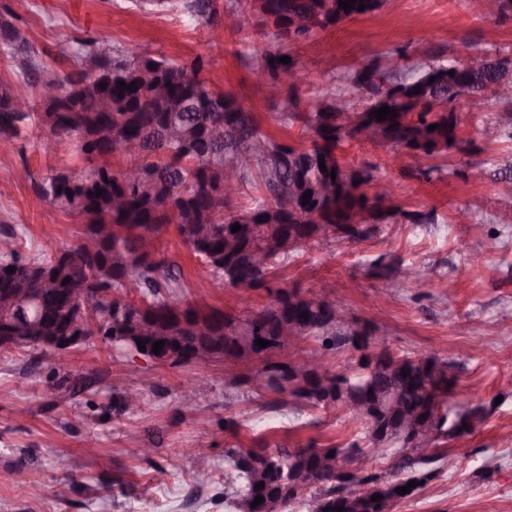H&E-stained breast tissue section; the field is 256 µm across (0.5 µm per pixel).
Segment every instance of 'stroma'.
<instances>
[{
  "label": "stroma",
  "mask_w": 512,
  "mask_h": 512,
  "mask_svg": "<svg viewBox=\"0 0 512 512\" xmlns=\"http://www.w3.org/2000/svg\"><path fill=\"white\" fill-rule=\"evenodd\" d=\"M231 2L234 22L217 41L184 16L141 11L129 0H0V11L11 10L44 64L63 72L78 68L87 52L115 46L136 45L179 61L203 58L204 79L231 93L275 140L295 147L309 144L313 133L302 121L279 120L287 92L308 112L327 89L350 93L348 78L357 68L385 62L398 47L415 60L433 52L457 57L465 39L475 44L473 59L512 49V19L489 17L480 0H385L374 13L289 46L304 83L293 87L283 77L274 86L259 84L245 63L248 53H275L279 46L257 31L250 0ZM454 107L462 144L437 162L441 172H434L433 160L383 141H347L337 151L343 163L374 165L406 216L432 209L435 223L412 224L405 216L364 241L306 245L275 268L267 290L200 277L175 227L158 244L181 271V298L198 307L256 308L272 302L278 288L314 297L328 280L340 310L368 327L382 347L448 361L455 381L449 407L481 405L487 413L471 433L439 441L444 457L431 464L430 480L390 512H512V319L500 317L512 308V225L496 221L512 209V181L495 173L512 159V137L493 101L464 96ZM42 136L32 125L15 143H0V238L15 236L17 250L30 257L61 242L77 244L87 224L13 179L24 165L38 178L56 168H82L76 140L46 154L38 148ZM473 203L479 206L474 223H459L458 210ZM378 261L400 273L421 269V280L388 287L369 270ZM60 365L66 376L90 382V391L59 388L28 351L0 352V512H226L227 449L258 442L272 452L312 444L346 448L364 436L336 409L300 411L279 404L275 393L247 394L232 384L237 366L222 360L135 362L95 336L65 353ZM123 377L141 390L142 406L117 415L110 386ZM197 448L211 453L206 470L195 467ZM20 463L30 480L55 484L56 496L37 498L17 483Z\"/></svg>",
  "instance_id": "1"
}]
</instances>
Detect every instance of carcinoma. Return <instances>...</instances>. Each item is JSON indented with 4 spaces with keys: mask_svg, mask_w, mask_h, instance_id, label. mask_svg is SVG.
Masks as SVG:
<instances>
[{
    "mask_svg": "<svg viewBox=\"0 0 512 512\" xmlns=\"http://www.w3.org/2000/svg\"><path fill=\"white\" fill-rule=\"evenodd\" d=\"M251 2L259 26L270 30V37L280 43L307 40L383 5V0H357L346 12L338 0ZM361 4L365 9L359 11ZM132 5L143 11L182 14L211 30L224 8L222 0H132ZM0 52L37 89L55 84L61 94L54 104L39 99L36 108L28 99L1 90L0 141H13L32 124L47 130L56 144L76 139L84 160L81 171L62 168L39 180L28 172L26 179L39 197L76 211L88 221L84 241L76 247L63 244L39 257L24 258L10 244L4 245L0 294L21 280L32 301L6 313L0 311V330L23 331L38 341L56 324L69 291L82 288L90 302V317L109 312L110 342L126 355L140 351V342L151 349L162 340L160 354L175 355L170 364L177 366L194 364L182 358V353L199 347L245 366L259 359L260 366L239 376L238 384L243 386L251 385L255 376L280 371V330L285 324L296 323L301 328L300 339L313 337L326 351L347 345L358 351L360 341L352 334L328 329L333 313L320 298L304 297L295 288L277 290L275 308H249L235 314L205 312L176 296L180 283L172 265L142 251L145 241L156 243L163 230L174 224L207 274L235 287L268 290L267 277L274 268L305 243L363 241L376 235L379 225L394 223L400 214L395 205L383 207L365 194L322 193L326 184L379 181L372 165H342L337 150L344 141L385 140L420 157L445 158L448 150L459 147L458 118L448 105L463 95L493 97L501 105L500 121L512 128V96L497 92L501 83H512V54L499 52L482 57L464 72L455 70L454 61L446 62L438 55L400 69L369 63L351 77L352 88L366 95V102L352 106L331 92L326 94L305 114L315 138L301 147L269 137L254 114L244 111L232 94L211 87L201 77L204 62L200 58L184 64L137 47H116L88 55V68L64 74L38 60L26 32L10 12L0 14ZM282 56V52L255 51L247 64L263 61L265 78L275 80L281 74H292L295 67L293 61L276 62ZM148 68L154 81L165 88V97H155L152 84L141 81L140 71ZM121 81L127 88L120 89ZM133 82L135 89H128ZM416 87L418 94L413 93ZM384 106L396 110L397 116L379 122L374 110ZM394 123L397 127L390 128ZM433 124L439 128L431 131ZM124 140L137 142L139 149L124 155L125 169L116 170L112 156ZM321 156L324 170L320 169ZM230 158L238 164L237 192L248 187L254 191L248 206H237L235 198L224 195V171ZM129 169L139 170L141 179L129 180ZM98 189L102 194L96 196ZM306 192L311 198L305 205ZM260 216L265 220H258ZM235 224L241 230L234 233L231 227ZM9 267L14 268L11 274ZM66 278L69 283L64 285ZM130 281L140 288L137 303L126 296ZM304 311L306 319L302 318ZM258 337L271 345L257 346ZM379 378L397 391L394 404L368 394ZM452 388L448 362L432 356L394 355L384 348L374 361L359 360L349 372L306 373L286 390L271 389L291 397L297 406L335 408L344 400L366 402L367 418L345 414L365 430L367 448L354 444L353 454L385 457L399 447L403 453L395 469L410 475L393 479L387 497L373 502L363 494L386 472L327 471L322 459L331 451L339 453L335 447L282 448L274 453L265 448L231 449V470L225 475V485L232 489L227 506L233 512H287L290 505L301 502L306 512H313L311 503L325 499L328 512H336L337 506L343 512H385L402 498L396 489L410 481H428L431 472L424 473L422 468L444 455L414 454L399 440L376 451L373 440L395 427L405 414L425 416L442 439L472 432L486 408L475 406L448 416L441 408ZM127 391L124 386H112V410L119 414L129 410ZM260 482L264 487L258 489ZM257 496L264 501L254 507Z\"/></svg>",
    "mask_w": 512,
    "mask_h": 512,
    "instance_id": "1",
    "label": "carcinoma"
}]
</instances>
